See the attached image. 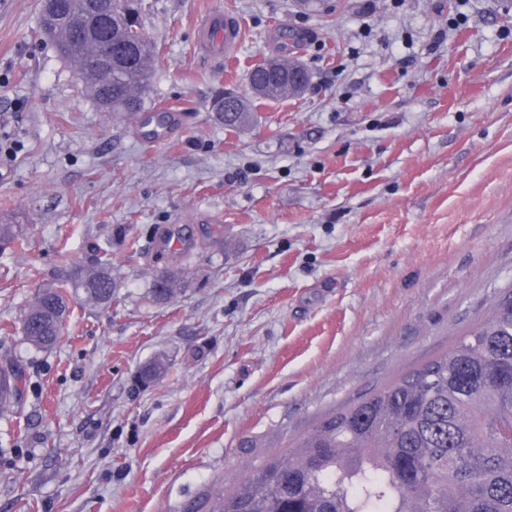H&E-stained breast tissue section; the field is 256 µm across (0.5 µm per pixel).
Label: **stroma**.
Wrapping results in <instances>:
<instances>
[{"label":"stroma","instance_id":"stroma-1","mask_svg":"<svg viewBox=\"0 0 512 512\" xmlns=\"http://www.w3.org/2000/svg\"><path fill=\"white\" fill-rule=\"evenodd\" d=\"M216 8L242 23L230 61L198 52ZM40 9L0 0V214L29 240L0 248V353L24 374L0 417V512H210L512 292V0H142L158 55L122 121ZM282 55L304 94L225 127L217 98L250 97L251 66ZM162 102L180 121L158 142ZM100 248L111 308L72 302L55 347H30L38 279ZM162 272L181 287L157 304Z\"/></svg>","mask_w":512,"mask_h":512}]
</instances>
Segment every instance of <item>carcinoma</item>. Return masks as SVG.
<instances>
[{
  "label": "carcinoma",
  "instance_id": "carcinoma-1",
  "mask_svg": "<svg viewBox=\"0 0 512 512\" xmlns=\"http://www.w3.org/2000/svg\"><path fill=\"white\" fill-rule=\"evenodd\" d=\"M41 11L40 28L64 58L83 60L99 85L97 106L114 119L141 110L154 62V45L141 20L138 0H54ZM112 13L106 34L112 48V91H107L97 45L87 24ZM298 63L264 59L247 73L254 98L295 96L282 68ZM235 112L217 113L224 125L244 129L253 121L250 100ZM19 224H0V246L25 248ZM56 281L39 286L21 315L23 340L52 348L74 298L109 308L116 289L107 256L89 262L60 253ZM178 280L153 283L152 296L166 303ZM167 369L159 355L141 370L152 381ZM22 370L0 364V415L21 399ZM211 512H512V293L442 357L326 417L296 447L252 471L236 489L219 492Z\"/></svg>",
  "mask_w": 512,
  "mask_h": 512
}]
</instances>
